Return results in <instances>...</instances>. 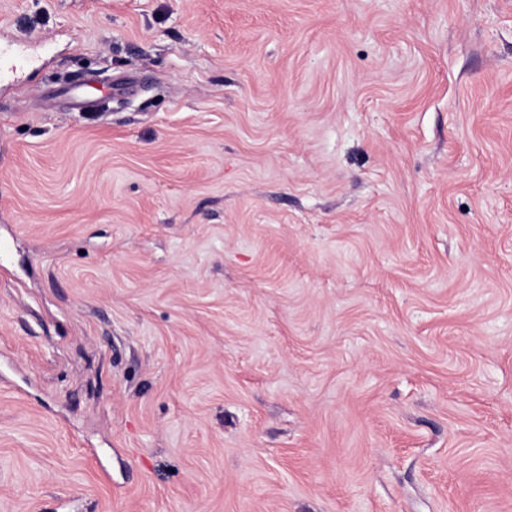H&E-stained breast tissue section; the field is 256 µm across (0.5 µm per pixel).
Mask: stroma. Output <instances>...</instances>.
Listing matches in <instances>:
<instances>
[{"label":"stroma","mask_w":512,"mask_h":512,"mask_svg":"<svg viewBox=\"0 0 512 512\" xmlns=\"http://www.w3.org/2000/svg\"><path fill=\"white\" fill-rule=\"evenodd\" d=\"M0 42V512H512V0ZM87 85L84 75L76 73L70 77L64 87L65 94L73 102L76 109L85 112L96 108L103 99H91L84 95L83 90Z\"/></svg>","instance_id":"obj_1"}]
</instances>
